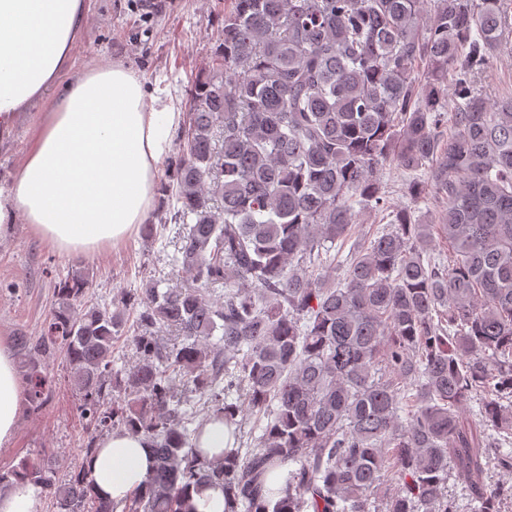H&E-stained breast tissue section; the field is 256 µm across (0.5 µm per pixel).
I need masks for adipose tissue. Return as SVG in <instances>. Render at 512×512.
I'll return each instance as SVG.
<instances>
[{
    "label": "adipose tissue",
    "instance_id": "1",
    "mask_svg": "<svg viewBox=\"0 0 512 512\" xmlns=\"http://www.w3.org/2000/svg\"><path fill=\"white\" fill-rule=\"evenodd\" d=\"M87 21L84 0H0V134L38 113L30 149L0 189V239L23 219L58 252L91 253L148 223L161 159L180 115L147 107L142 83L112 63L61 77ZM25 406L10 344L0 339V446L14 438ZM151 442L128 431L103 438L87 459L102 497L119 500L153 470Z\"/></svg>",
    "mask_w": 512,
    "mask_h": 512
}]
</instances>
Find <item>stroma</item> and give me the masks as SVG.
<instances>
[{
	"label": "stroma",
	"mask_w": 512,
	"mask_h": 512,
	"mask_svg": "<svg viewBox=\"0 0 512 512\" xmlns=\"http://www.w3.org/2000/svg\"><path fill=\"white\" fill-rule=\"evenodd\" d=\"M86 7L88 21L74 44L72 73L122 63L140 77L147 106L182 113L191 85L209 69L232 2L155 0L148 16L138 0H86ZM475 83L478 92L490 98L512 87V34ZM32 127V113L23 112L10 135L0 137L1 185L23 163ZM177 232V225H168L164 246L148 245L135 233L76 258L59 253L31 225L16 220L10 236L0 240V337L38 335L55 300L53 281L42 273L44 266L65 272L81 264L89 282L87 301L109 302L121 291L139 287L145 277H170ZM49 371L55 379L51 400L41 414H23L15 438L0 447V469L23 457H48L64 479L80 466L87 437L63 356L51 360Z\"/></svg>",
	"instance_id": "obj_1"
}]
</instances>
